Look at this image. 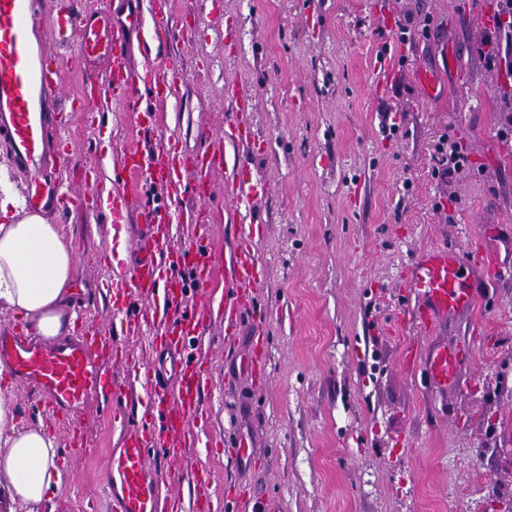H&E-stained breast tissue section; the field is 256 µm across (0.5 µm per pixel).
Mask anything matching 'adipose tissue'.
<instances>
[{
  "label": "adipose tissue",
  "instance_id": "obj_1",
  "mask_svg": "<svg viewBox=\"0 0 512 512\" xmlns=\"http://www.w3.org/2000/svg\"><path fill=\"white\" fill-rule=\"evenodd\" d=\"M0 314L24 320L45 339L73 325L70 281L74 255L58 225L26 212L0 177ZM57 442L43 428L18 423L13 386L0 387V512H51L61 484Z\"/></svg>",
  "mask_w": 512,
  "mask_h": 512
}]
</instances>
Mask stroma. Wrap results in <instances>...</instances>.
<instances>
[{"label":"stroma","mask_w":512,"mask_h":512,"mask_svg":"<svg viewBox=\"0 0 512 512\" xmlns=\"http://www.w3.org/2000/svg\"><path fill=\"white\" fill-rule=\"evenodd\" d=\"M499 0H174V35L165 52L182 80L164 108L163 131L133 128L121 106L85 99L70 113L69 146L59 176L86 192L101 157L171 142L193 152L202 130L220 132L232 111L228 90L246 83L262 152L240 148L263 193L262 229L253 248L264 267L259 308L245 316L237 351L263 341L269 386L258 390L224 357V323H208L198 351L211 383L201 435L252 441L251 462L234 449L206 456L185 448L188 466L212 472L216 506L250 490L277 499L280 512H502L512 500V68L489 67L484 41ZM409 24L407 43L396 33ZM430 26L423 36L422 26ZM60 82L70 95L107 87V65L80 58ZM400 75L375 95L381 55ZM436 71L428 100L415 74ZM395 113L400 128L386 129ZM454 138L468 157L440 177L436 147ZM207 215L218 252L234 246L224 211L234 198L224 173L211 177ZM76 257L71 299L87 298L83 323L122 338L98 280L124 269L112 225L80 208L49 216ZM486 252L471 271L472 314L433 333L395 327L406 267L438 246ZM469 343L474 357L459 385L432 391L404 371L406 344ZM107 396L83 409L88 453L59 449L63 479L55 512H105L87 499L107 471L116 443Z\"/></svg>","instance_id":"obj_1"}]
</instances>
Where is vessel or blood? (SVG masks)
<instances>
[{
    "instance_id": "obj_1",
    "label": "vessel or blood",
    "mask_w": 512,
    "mask_h": 512,
    "mask_svg": "<svg viewBox=\"0 0 512 512\" xmlns=\"http://www.w3.org/2000/svg\"><path fill=\"white\" fill-rule=\"evenodd\" d=\"M124 21H116L111 0L85 6L83 0H0V138L10 146L17 167L28 175L26 204L35 211L62 215L80 204L98 214H110L113 223L137 215L143 229L129 239L135 260L129 273L105 282L114 315L125 326L123 342L86 329L66 340L47 341L15 325L0 329V366L14 379L35 389L45 411L61 425L67 447L86 450L87 427L81 417L85 401L104 393L112 399L111 423L121 428L110 453L102 493L111 512H215L205 466L192 472L188 503L168 493V485L185 469L177 447L214 451L212 439L195 432L192 424L204 412L203 394L208 372L198 356L197 343L210 319L216 299L224 301V344L235 343L245 315L254 308L263 282V267L251 247L254 227L244 224L236 246L216 269L211 225L201 223L200 212L184 210L180 200L192 193L199 203L209 198L211 176L227 170L233 178L237 209L253 211L262 192L246 164H230L228 146H250L256 139L250 114L253 92L238 83L230 90L233 112L224 117V143L204 142L189 157L170 149L142 148L113 157V175H134L138 188L107 195L76 194L63 190L56 178L64 150L61 132L69 95L59 76L73 66L71 56L50 52L41 34L52 30L57 38L77 32L80 52L102 56L110 63L112 95L130 107L131 121L154 132L158 112L139 105L141 90L156 101H167L180 81L177 66L151 45L133 58L128 36L140 31L150 16L154 35H168L170 0H130ZM156 190L161 200L149 206L145 191ZM189 225L187 248L172 247L176 225ZM482 255L461 254L443 246L416 258L408 267L402 296L420 329L433 331L448 320L473 311L476 296L467 278L481 266ZM223 274L224 288L212 282ZM153 328V360L144 374L117 380L112 361L126 356L130 342L145 328ZM473 349L449 341L418 350L402 351L406 371H423L429 385L445 392L459 382ZM240 370L252 382L266 381L262 353L249 348Z\"/></svg>"
}]
</instances>
